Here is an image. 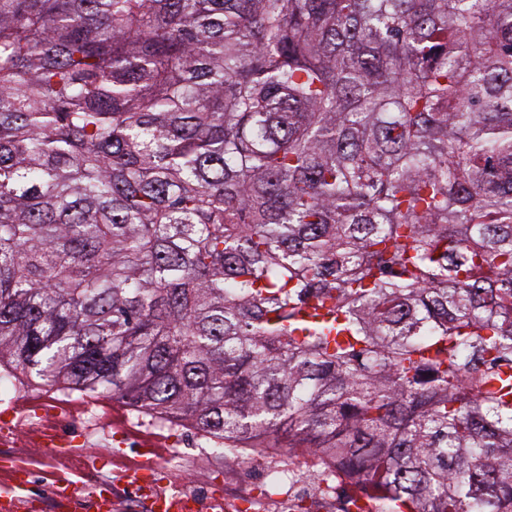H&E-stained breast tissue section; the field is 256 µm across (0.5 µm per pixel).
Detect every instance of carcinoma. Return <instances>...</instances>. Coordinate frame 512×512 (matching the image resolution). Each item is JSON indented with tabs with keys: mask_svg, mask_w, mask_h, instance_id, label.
Masks as SVG:
<instances>
[{
	"mask_svg": "<svg viewBox=\"0 0 512 512\" xmlns=\"http://www.w3.org/2000/svg\"><path fill=\"white\" fill-rule=\"evenodd\" d=\"M512 512V0H0V380Z\"/></svg>",
	"mask_w": 512,
	"mask_h": 512,
	"instance_id": "obj_1",
	"label": "carcinoma"
}]
</instances>
